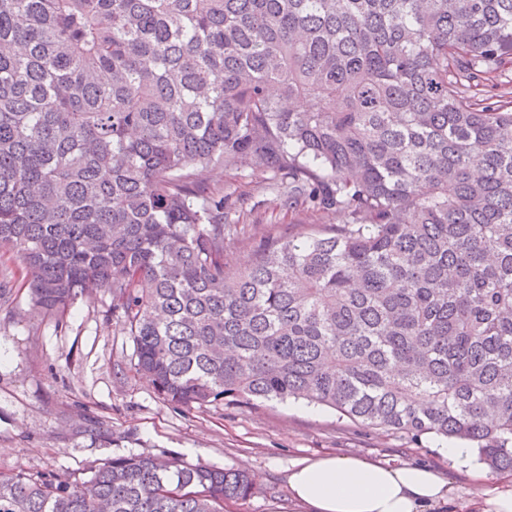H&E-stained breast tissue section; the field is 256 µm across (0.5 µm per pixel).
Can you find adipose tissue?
I'll return each instance as SVG.
<instances>
[{"label": "adipose tissue", "instance_id": "ef3b65f1", "mask_svg": "<svg viewBox=\"0 0 512 512\" xmlns=\"http://www.w3.org/2000/svg\"><path fill=\"white\" fill-rule=\"evenodd\" d=\"M288 485L309 512H444L448 480L431 467L323 455L292 464Z\"/></svg>", "mask_w": 512, "mask_h": 512}]
</instances>
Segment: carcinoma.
<instances>
[{
  "instance_id": "obj_1",
  "label": "carcinoma",
  "mask_w": 512,
  "mask_h": 512,
  "mask_svg": "<svg viewBox=\"0 0 512 512\" xmlns=\"http://www.w3.org/2000/svg\"><path fill=\"white\" fill-rule=\"evenodd\" d=\"M512 0H0V249L103 288L166 402H308L512 470ZM495 93H489V90ZM224 169L319 228L224 263ZM244 470L0 473V512H224Z\"/></svg>"
}]
</instances>
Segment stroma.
<instances>
[{"instance_id": "35a3bbf8", "label": "stroma", "mask_w": 512, "mask_h": 512, "mask_svg": "<svg viewBox=\"0 0 512 512\" xmlns=\"http://www.w3.org/2000/svg\"><path fill=\"white\" fill-rule=\"evenodd\" d=\"M205 184L233 188L246 202L245 233L224 253L231 266L250 264V235H290L315 221L284 207L265 180L218 166ZM25 281L23 267L0 256V289L8 295L0 304V472L71 480L132 453L247 470L254 494L224 512H306L291 495L288 467L325 454L429 465L451 483L452 512H472L480 480L496 477L475 456L448 457L446 439L367 430L303 400H219L190 409L166 403L136 374L134 343L107 291L90 289L57 318L32 308Z\"/></svg>"}]
</instances>
